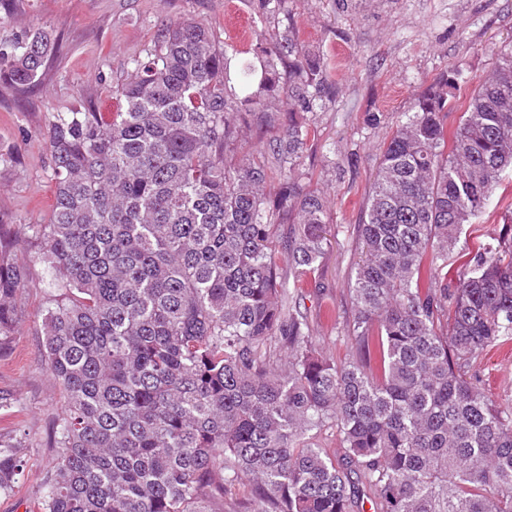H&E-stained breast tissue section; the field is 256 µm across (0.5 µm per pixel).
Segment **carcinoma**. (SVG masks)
I'll use <instances>...</instances> for the list:
<instances>
[{"mask_svg": "<svg viewBox=\"0 0 512 512\" xmlns=\"http://www.w3.org/2000/svg\"><path fill=\"white\" fill-rule=\"evenodd\" d=\"M284 0H254V23ZM290 26L234 62L211 26L161 31L117 88L116 112H59L49 129V222L30 225L59 294L42 313L59 383L56 465L42 512H512V410L469 374L512 340V203L448 285V250L512 167V46L466 98L440 74L379 157L358 237L349 335L361 353L321 355L290 287L316 271L329 208L298 160L335 93ZM42 28L0 46V79L38 82ZM284 117L258 157L232 164L240 132ZM278 224L291 264L273 249ZM26 268L0 250V341ZM337 427L343 463L312 441ZM23 460L0 442V493Z\"/></svg>", "mask_w": 512, "mask_h": 512, "instance_id": "1", "label": "carcinoma"}]
</instances>
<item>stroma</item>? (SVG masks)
<instances>
[{
	"label": "stroma",
	"instance_id": "obj_1",
	"mask_svg": "<svg viewBox=\"0 0 512 512\" xmlns=\"http://www.w3.org/2000/svg\"><path fill=\"white\" fill-rule=\"evenodd\" d=\"M0 43L30 27L57 44L38 85L21 90L0 80V240L28 271L11 336L0 342V438L18 443L24 469L0 512H41V478L55 462L54 417L63 399L45 368L40 312L56 292L41 256L28 246L32 224L47 223L54 200L48 132L54 115L76 107L116 111L112 89L131 59L153 47L164 24L193 19L211 25L225 49L251 51L270 26L251 21L252 0H8ZM292 34L324 61L336 93L310 113L314 132L299 170L330 207L327 245L316 285L294 290L323 355L357 352L348 335L354 311L349 287L362 256L357 236L379 157L403 112L440 73L456 69L471 91L512 43V0H285ZM378 114L371 124L369 114ZM470 372L485 392L512 408V348L491 351Z\"/></svg>",
	"mask_w": 512,
	"mask_h": 512
}]
</instances>
